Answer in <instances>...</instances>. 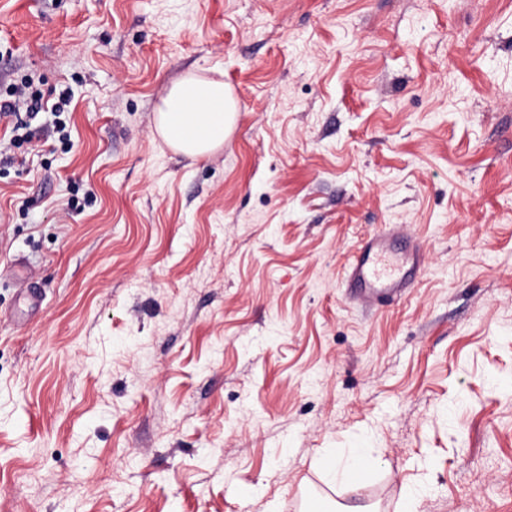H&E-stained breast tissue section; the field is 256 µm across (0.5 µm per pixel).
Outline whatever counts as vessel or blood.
<instances>
[{
    "label": "vessel or blood",
    "instance_id": "vessel-or-blood-1",
    "mask_svg": "<svg viewBox=\"0 0 512 512\" xmlns=\"http://www.w3.org/2000/svg\"><path fill=\"white\" fill-rule=\"evenodd\" d=\"M399 226L389 225L371 237L350 262L345 286L365 307L402 297L422 269L418 245L395 248L402 237Z\"/></svg>",
    "mask_w": 512,
    "mask_h": 512
}]
</instances>
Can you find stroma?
Returning <instances> with one entry per match:
<instances>
[{"instance_id": "1", "label": "stroma", "mask_w": 512, "mask_h": 512, "mask_svg": "<svg viewBox=\"0 0 512 512\" xmlns=\"http://www.w3.org/2000/svg\"><path fill=\"white\" fill-rule=\"evenodd\" d=\"M189 72L238 104L196 159L156 131ZM23 80L0 512H512V0H0ZM395 224L425 269L370 310L345 268ZM331 448L366 449L363 487ZM322 470L329 483L358 486L368 476L370 461L363 448H353L346 458L332 448L322 461Z\"/></svg>"}]
</instances>
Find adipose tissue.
<instances>
[{
    "label": "adipose tissue",
    "mask_w": 512,
    "mask_h": 512,
    "mask_svg": "<svg viewBox=\"0 0 512 512\" xmlns=\"http://www.w3.org/2000/svg\"><path fill=\"white\" fill-rule=\"evenodd\" d=\"M157 130L166 145L177 153L202 158L223 147L238 112L231 89L222 81L193 74L173 82L160 98ZM322 470L332 484L357 486L364 482L370 461L363 449L343 455L329 450Z\"/></svg>",
    "instance_id": "obj_1"
}]
</instances>
